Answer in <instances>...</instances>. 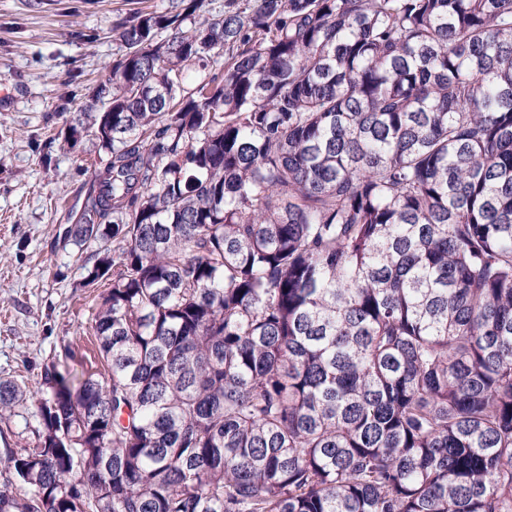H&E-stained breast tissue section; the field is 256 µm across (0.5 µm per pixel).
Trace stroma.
<instances>
[{
	"instance_id": "stroma-1",
	"label": "stroma",
	"mask_w": 512,
	"mask_h": 512,
	"mask_svg": "<svg viewBox=\"0 0 512 512\" xmlns=\"http://www.w3.org/2000/svg\"><path fill=\"white\" fill-rule=\"evenodd\" d=\"M179 0H0V378L35 385L44 363L106 370L90 319L111 286L84 280L99 243L65 240L108 155L63 145L92 87L119 57L112 33Z\"/></svg>"
}]
</instances>
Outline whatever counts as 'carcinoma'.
I'll list each match as a JSON object with an SVG mask.
<instances>
[{
	"label": "carcinoma",
	"mask_w": 512,
	"mask_h": 512,
	"mask_svg": "<svg viewBox=\"0 0 512 512\" xmlns=\"http://www.w3.org/2000/svg\"><path fill=\"white\" fill-rule=\"evenodd\" d=\"M181 2L70 125L107 373L0 380V512H512V0Z\"/></svg>",
	"instance_id": "1"
}]
</instances>
